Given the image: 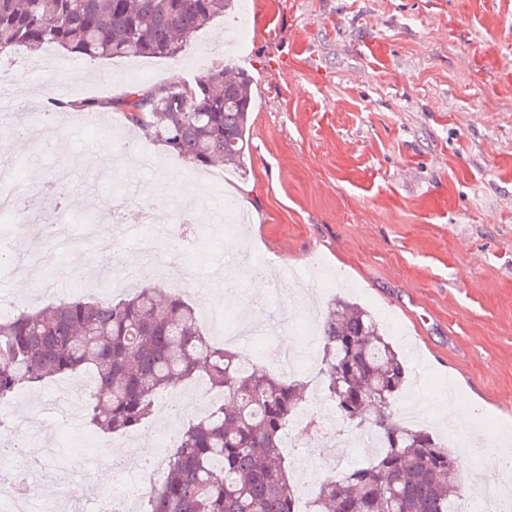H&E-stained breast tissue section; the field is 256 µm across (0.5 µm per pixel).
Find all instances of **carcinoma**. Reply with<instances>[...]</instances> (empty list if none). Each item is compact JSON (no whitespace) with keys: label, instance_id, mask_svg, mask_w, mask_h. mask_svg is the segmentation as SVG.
<instances>
[{"label":"carcinoma","instance_id":"obj_1","mask_svg":"<svg viewBox=\"0 0 512 512\" xmlns=\"http://www.w3.org/2000/svg\"><path fill=\"white\" fill-rule=\"evenodd\" d=\"M231 0H0V58L46 44L69 57L175 58ZM253 77L208 70L193 84L135 90L123 123L194 167L245 164ZM329 401L342 423L379 433L366 464L320 485L310 512H461L458 461L425 428L401 424L394 405L408 371L364 309L337 300L320 328ZM202 372L224 395L185 423L166 476L146 512H295L282 448L303 382L257 371L213 344L180 294L152 284L126 298L69 299L0 318V404L56 377L93 380L88 426L110 435L137 430L154 399Z\"/></svg>","mask_w":512,"mask_h":512}]
</instances>
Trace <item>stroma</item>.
<instances>
[{
    "instance_id": "stroma-1",
    "label": "stroma",
    "mask_w": 512,
    "mask_h": 512,
    "mask_svg": "<svg viewBox=\"0 0 512 512\" xmlns=\"http://www.w3.org/2000/svg\"><path fill=\"white\" fill-rule=\"evenodd\" d=\"M234 27L242 35L231 59L254 79L244 168L216 164L224 175L216 189L209 173L160 145L153 151L165 156L164 169L117 164L98 131L103 123L125 134L116 101L133 89L194 83ZM11 59L8 80L30 104L59 85L69 107L59 159L18 150L24 176L55 183L62 157L93 162L77 173L87 196L72 205L71 241L54 259L51 293L34 299L29 277L13 269L0 276V290L19 309L93 298L77 288L75 252L84 273L111 287L97 240L129 248L138 229L114 223L102 203L117 194L150 202V186L165 180L168 206L202 217L191 252L179 255L168 236L159 237V251L192 280L184 296L196 312L240 320L245 308L262 311L267 332L248 343L257 366L274 371L271 353L285 331L298 355L316 347L305 321L346 297L376 317L407 365L425 370L428 386L408 385L395 416L452 444L463 485L472 486L469 470L485 458L464 447L467 430L442 418L449 392L483 429L487 453L512 439V0H237L234 13L200 30L173 59L58 55L47 65L22 47ZM228 196L251 215L243 232L225 218ZM216 270L229 290L212 289ZM207 289L212 298H204ZM45 420L56 453L34 461L46 476L83 470L105 446V436L87 427ZM288 432L292 479L311 488L333 468L365 461L352 447L316 455L339 435L295 424Z\"/></svg>"
}]
</instances>
